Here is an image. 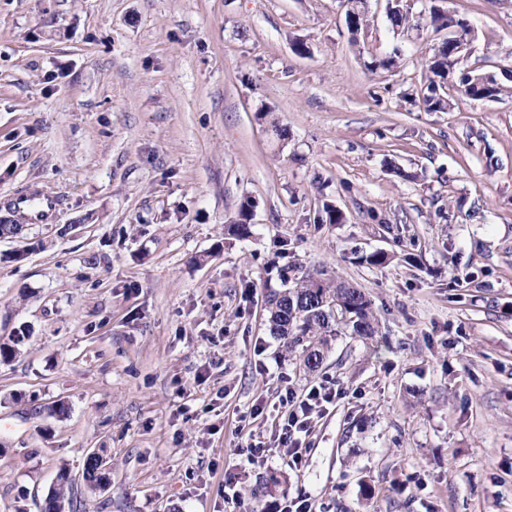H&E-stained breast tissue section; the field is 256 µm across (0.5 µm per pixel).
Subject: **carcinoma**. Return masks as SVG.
I'll return each mask as SVG.
<instances>
[{
    "label": "carcinoma",
    "instance_id": "obj_1",
    "mask_svg": "<svg viewBox=\"0 0 512 512\" xmlns=\"http://www.w3.org/2000/svg\"><path fill=\"white\" fill-rule=\"evenodd\" d=\"M388 17L396 29H404L410 23L409 11L404 0H389ZM431 25L437 30L448 31L447 38L433 48L429 59L432 78L420 90L418 98L427 112H449L454 103L445 89L454 82L460 95L470 99L497 97L503 84L490 85L466 81L462 69L449 61V50L456 51L459 60L470 54L475 34L467 18L459 13L449 14L440 5L429 11ZM366 14L354 7L346 11V24L353 39L364 30ZM252 203L241 202L238 219L228 225L227 234L244 238L250 233ZM281 288L271 292L268 298L271 332L282 341L284 350L298 357L300 367L306 373L316 372L323 364L330 341L344 330L362 338H370L377 332V322L371 301L360 289L342 282L332 283L321 275L303 272L294 265L278 269ZM339 300L345 306L348 320H338L332 315L330 303Z\"/></svg>",
    "mask_w": 512,
    "mask_h": 512
}]
</instances>
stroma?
I'll use <instances>...</instances> for the list:
<instances>
[{"instance_id":"35a3bbf8","label":"stroma","mask_w":512,"mask_h":512,"mask_svg":"<svg viewBox=\"0 0 512 512\" xmlns=\"http://www.w3.org/2000/svg\"><path fill=\"white\" fill-rule=\"evenodd\" d=\"M408 5L400 31L368 0L355 43L342 0H0V196L59 200L0 239V343L25 336L0 361V512H42L63 470L67 512H512V92L405 100L446 37ZM445 5L466 69L512 70V0ZM286 264L364 291L376 335L300 372L265 310ZM325 381L344 396L297 470L279 392ZM252 444L269 460L225 503Z\"/></svg>"}]
</instances>
